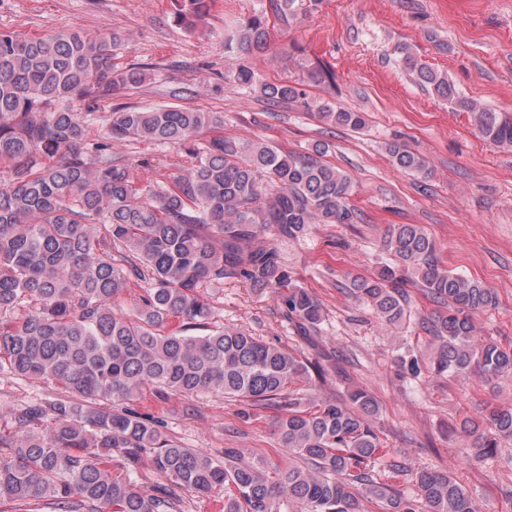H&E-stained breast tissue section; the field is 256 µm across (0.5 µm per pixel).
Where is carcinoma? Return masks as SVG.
<instances>
[{
	"instance_id": "obj_1",
	"label": "carcinoma",
	"mask_w": 512,
	"mask_h": 512,
	"mask_svg": "<svg viewBox=\"0 0 512 512\" xmlns=\"http://www.w3.org/2000/svg\"><path fill=\"white\" fill-rule=\"evenodd\" d=\"M211 0H180L176 21L192 28ZM115 33L47 37L0 33V371L57 383L70 400L32 402L0 431V502L42 500L52 512H177L181 490H224V512H478L469 493L442 469L400 470L407 495L374 475L385 455L377 405L361 388L336 403L300 408L276 422L288 461L246 462L237 448L224 461L167 438L153 416L131 408L146 392L192 396L212 392L249 407L273 406L292 384L310 376L309 362L230 327L208 323L212 305L201 288L226 278L249 287L286 288L288 320L316 334L324 309L289 282L277 247L264 236L290 237L313 224H356L354 183L319 160L328 149L288 154L263 142L242 148L222 137H198L223 123L215 112L149 106L110 113L108 132L88 141L85 121L69 103L94 105L118 90L138 88L144 69H117ZM230 54L270 50L264 15L240 19L224 44ZM399 66L422 89L471 115L478 137L512 148V116L460 95L447 75L405 44ZM268 103L295 102L320 121L361 129L364 112L308 96L302 84L260 81L247 67L231 73ZM149 141L185 149L190 172L173 185L141 180L137 164L112 157V145ZM387 151L400 170L423 179L428 161L401 143ZM396 264L351 281L353 294L386 326L404 324L407 285L448 307L427 324L431 374L491 382L512 375V345L476 336L474 319L497 299L482 282L440 264L438 248L418 224H394L385 244ZM149 284L127 314L114 301L131 278ZM172 318L183 321L168 330ZM467 452L486 460L499 439H512V409L493 408L461 422ZM161 481L153 492L138 482L143 456ZM120 457V471L112 458Z\"/></svg>"
}]
</instances>
